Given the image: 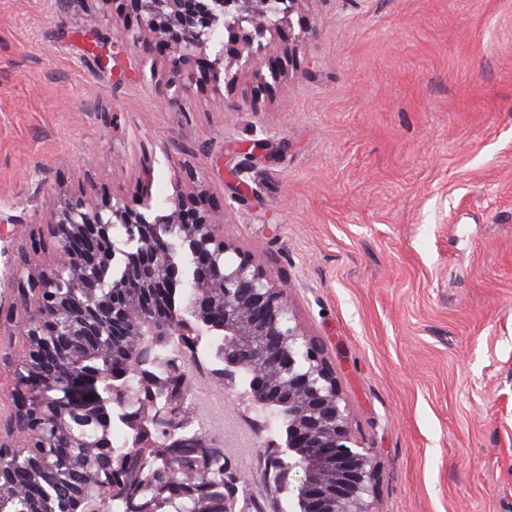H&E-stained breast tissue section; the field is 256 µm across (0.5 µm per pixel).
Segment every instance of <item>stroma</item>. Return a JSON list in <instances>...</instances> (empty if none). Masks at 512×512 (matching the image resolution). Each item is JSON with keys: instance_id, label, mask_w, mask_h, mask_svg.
Segmentation results:
<instances>
[{"instance_id": "obj_1", "label": "stroma", "mask_w": 512, "mask_h": 512, "mask_svg": "<svg viewBox=\"0 0 512 512\" xmlns=\"http://www.w3.org/2000/svg\"><path fill=\"white\" fill-rule=\"evenodd\" d=\"M120 15L0 0V315L50 199L183 188L287 282L374 456L372 512H512V0H302L317 32L272 35L279 80L202 82L185 110L157 104L163 59L97 67ZM188 382L193 417L240 423L218 380Z\"/></svg>"}]
</instances>
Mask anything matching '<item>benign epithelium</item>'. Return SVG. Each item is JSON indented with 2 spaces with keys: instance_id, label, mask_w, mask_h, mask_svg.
Wrapping results in <instances>:
<instances>
[{
  "instance_id": "7a95c632",
  "label": "benign epithelium",
  "mask_w": 512,
  "mask_h": 512,
  "mask_svg": "<svg viewBox=\"0 0 512 512\" xmlns=\"http://www.w3.org/2000/svg\"><path fill=\"white\" fill-rule=\"evenodd\" d=\"M127 2L137 27L113 22L116 41H100L101 67L111 47L142 44L171 73L159 104L183 108L197 70L217 88L234 68L277 81L281 69L268 55L267 35L293 25L301 0ZM219 31L229 40H216ZM207 47L213 55L203 52ZM175 205L173 213L138 209L119 194L101 204L82 195L52 204L47 232L63 262L32 271L24 260L17 270L24 307L17 327L28 346L14 362L10 425L0 437V512H13L16 501L24 504L21 512H89L93 502L96 512H108L113 496L126 499L128 512H164L186 500L198 512H372L373 455L351 441L336 370L293 322L287 284H272L250 254L228 259L218 225L191 195L179 194ZM121 226L136 245L124 255L123 277L101 295L109 231ZM184 257L195 284L175 311L170 295L182 281ZM211 327L224 341L204 354L220 365L234 406L284 407L278 425L284 440L259 444L247 475L231 466L229 449L187 432L184 374L153 369L149 337L161 332L197 349ZM89 351L124 355L126 370L139 378L137 411L123 384L106 383L111 372L81 370ZM104 404L128 430V451L113 478L87 496L65 456L43 449L76 445L72 421L95 420ZM218 462L223 481L215 483L210 474ZM136 481L150 484L153 497L136 493Z\"/></svg>"
}]
</instances>
